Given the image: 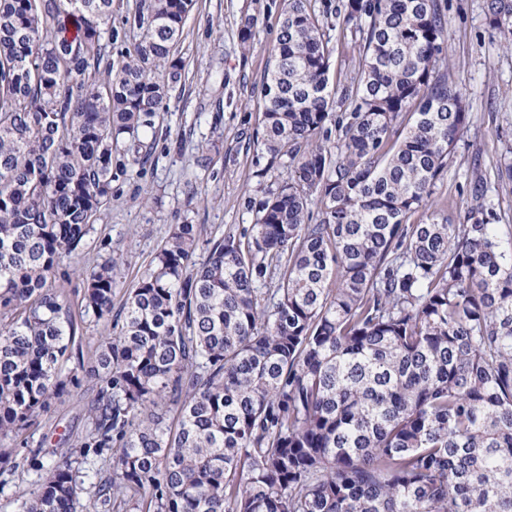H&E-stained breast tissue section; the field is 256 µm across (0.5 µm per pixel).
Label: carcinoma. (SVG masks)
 Segmentation results:
<instances>
[{"mask_svg":"<svg viewBox=\"0 0 512 512\" xmlns=\"http://www.w3.org/2000/svg\"><path fill=\"white\" fill-rule=\"evenodd\" d=\"M193 6L138 0L114 28L112 0H0V468L100 381L19 512H512V240L481 180L462 222L409 223L468 117L439 0H346L362 65L339 91L311 0H282L254 146L286 177L198 267L176 225L85 370L61 261L139 163ZM487 15L512 35V0ZM112 268L81 318L112 314ZM96 383L94 377L86 376L78 388H71L68 394L58 399L51 412L39 418L29 448H35L44 439V452H64L68 448L64 442L68 432H80L88 425V407L95 397Z\"/></svg>","mask_w":512,"mask_h":512,"instance_id":"carcinoma-1","label":"carcinoma"}]
</instances>
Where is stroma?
<instances>
[{"instance_id":"obj_1","label":"stroma","mask_w":512,"mask_h":512,"mask_svg":"<svg viewBox=\"0 0 512 512\" xmlns=\"http://www.w3.org/2000/svg\"><path fill=\"white\" fill-rule=\"evenodd\" d=\"M281 0H194L176 54L182 80L171 91L153 129L142 136L148 157L112 183V201L95 224L94 250L69 267L67 291L79 309L82 280L98 262L113 257L114 307L178 224L197 228L195 263L207 257L210 239L240 232L254 221L265 189L280 181L282 168L254 148L261 125L262 87L276 42ZM447 18L448 50L440 65L462 93L469 118L429 209L412 223L432 217L459 218L471 200L470 185L483 178L499 223L512 225V180L499 170L512 162V46L491 36L486 0H441ZM258 12L249 44H241L240 18ZM333 48L332 84L359 71V42L342 17L325 15ZM95 378L58 399L39 419L31 438L44 452H64L68 432L85 430Z\"/></svg>"}]
</instances>
